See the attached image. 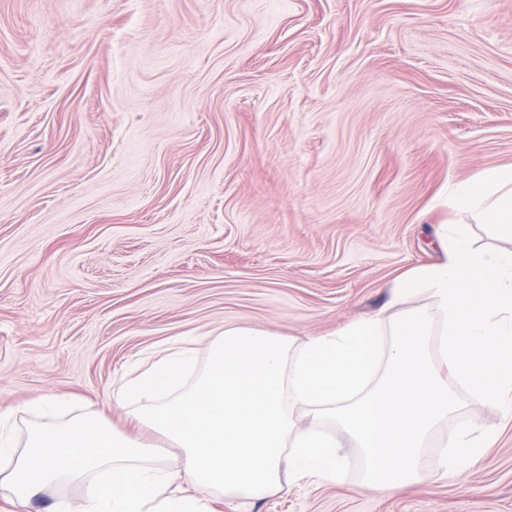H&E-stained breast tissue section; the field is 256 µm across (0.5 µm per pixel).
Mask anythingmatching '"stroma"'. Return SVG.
Instances as JSON below:
<instances>
[{
    "instance_id": "1",
    "label": "stroma",
    "mask_w": 512,
    "mask_h": 512,
    "mask_svg": "<svg viewBox=\"0 0 512 512\" xmlns=\"http://www.w3.org/2000/svg\"><path fill=\"white\" fill-rule=\"evenodd\" d=\"M512 166V0H0V431L35 406L132 429L121 381L226 325L304 341L438 261L450 188ZM395 494L338 482L213 512H512V426ZM89 483L26 506L56 512Z\"/></svg>"
}]
</instances>
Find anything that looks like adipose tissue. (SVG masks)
Returning <instances> with one entry per match:
<instances>
[{
	"label": "adipose tissue",
	"mask_w": 512,
	"mask_h": 512,
	"mask_svg": "<svg viewBox=\"0 0 512 512\" xmlns=\"http://www.w3.org/2000/svg\"><path fill=\"white\" fill-rule=\"evenodd\" d=\"M452 208L512 235V167L456 184ZM435 243L439 261L396 278L387 314L299 344L228 325L190 389L182 382L193 350L179 344L123 384L120 400L137 404V419L176 447L171 462L97 417L33 428L21 448L0 439V484L22 504L97 471L102 479L79 510L61 512H208L182 487L260 499L285 473L297 484L336 482L340 446L324 419L360 448L368 489L395 493L417 482L424 449L465 398L512 410V250H476L459 224L440 225ZM420 296L427 307L406 309ZM494 438L461 422L442 444L441 470L471 468Z\"/></svg>",
	"instance_id": "adipose-tissue-1"
}]
</instances>
